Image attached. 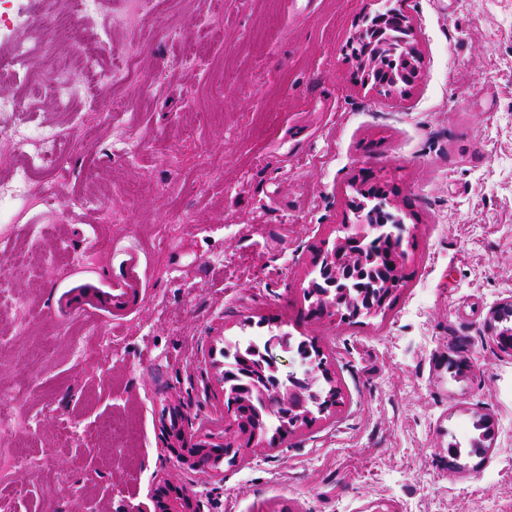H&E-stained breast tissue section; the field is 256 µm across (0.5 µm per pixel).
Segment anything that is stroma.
Masks as SVG:
<instances>
[{"label": "stroma", "instance_id": "35a3bbf8", "mask_svg": "<svg viewBox=\"0 0 512 512\" xmlns=\"http://www.w3.org/2000/svg\"><path fill=\"white\" fill-rule=\"evenodd\" d=\"M420 76L384 95L351 43L377 0H181L161 23L112 34L104 66L136 45L135 83L100 85L74 116L49 100L0 112L71 143L41 176L48 206L0 223V415L42 467L0 484V512H128L171 477L205 512H502L512 503V349L487 329L512 300V0H395ZM53 37L63 0H10ZM414 235L406 279L377 315L307 318L316 251L333 243L363 177ZM111 204L121 223H104ZM138 248L134 310L77 311ZM37 252L49 266L13 263ZM315 340L339 406L210 477L168 452L161 413L225 436L213 364L267 331ZM490 418L483 457L452 456ZM111 436H103L104 426Z\"/></svg>", "mask_w": 512, "mask_h": 512}]
</instances>
